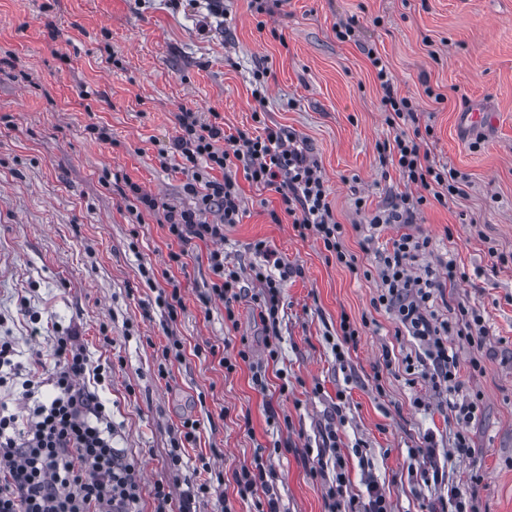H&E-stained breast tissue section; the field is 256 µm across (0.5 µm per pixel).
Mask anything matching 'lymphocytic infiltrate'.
I'll list each match as a JSON object with an SVG mask.
<instances>
[{
    "label": "lymphocytic infiltrate",
    "mask_w": 512,
    "mask_h": 512,
    "mask_svg": "<svg viewBox=\"0 0 512 512\" xmlns=\"http://www.w3.org/2000/svg\"><path fill=\"white\" fill-rule=\"evenodd\" d=\"M368 58L384 90L381 110L385 122L395 128L393 139L378 143L381 162L392 164L407 183L421 189L418 197L402 195L372 216V228L384 224H411L427 199L447 204L463 194L466 176L457 169L437 164L429 147L432 128H414L412 134L399 132L401 122L414 119L411 98L398 96L389 70L380 56ZM179 133L169 145L159 148V157L178 155L187 177L185 188L195 205L180 211L162 209L157 198L128 183L130 209L136 215L164 211L170 234L180 243L191 240L217 242L224 239V227L239 223L241 197L235 165H242L252 183L273 188L280 196L281 209L292 217L300 235L320 240L337 264L356 270V259L343 247L345 230L327 200L324 179L304 141L283 128H265L258 136L246 132L225 135L219 122L202 121L195 113L181 112ZM215 211L218 222H207L205 213ZM428 246L427 239L411 234L394 240L391 251L379 259L376 270H364V277L378 276L381 288L372 305L394 315L396 334H407L418 343L416 355L406 357L407 371H420L437 396L452 395L451 413L464 424L481 411L479 396H460L459 362L448 344L451 335L469 341L482 340L485 318L473 308H460L457 321L438 319L433 304L441 283L432 273L414 275L409 263ZM256 252L265 262L253 269L262 285L258 299L259 316L265 327L268 361L279 356V312L281 285L287 268L256 242ZM214 275L211 296L224 303L226 320H234L233 304L243 292L239 273L230 268L224 253L215 247L208 255ZM55 360L50 383L53 392L38 399L39 381L22 384L25 406L12 413L0 405V512H138L141 499L139 465L112 443V421L99 396L84 383L85 377L101 381L104 370L91 365L75 336L56 337ZM344 457L336 459V475L326 496L330 512H390L385 492L371 486L365 503L347 496Z\"/></svg>",
    "instance_id": "obj_1"
}]
</instances>
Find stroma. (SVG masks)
<instances>
[{
  "instance_id": "obj_1",
  "label": "stroma",
  "mask_w": 512,
  "mask_h": 512,
  "mask_svg": "<svg viewBox=\"0 0 512 512\" xmlns=\"http://www.w3.org/2000/svg\"><path fill=\"white\" fill-rule=\"evenodd\" d=\"M207 2L0 0V336L13 342L24 370L42 378L53 370L61 330L77 336L92 364H111L98 392L115 446L139 461L140 512H153L156 482L171 484L177 506L186 478L211 472L224 481L197 499L196 512H257L269 495L280 512H329L337 452L347 461L350 496L366 500L375 483L390 512H442L447 487L412 475V451L429 436L477 512H512V264L498 260L512 254V0H260V14L251 0H223L220 15ZM340 23L352 25L349 40L337 38ZM371 50L397 95L417 104L418 123L432 127V158L469 181L448 204L428 200L415 223L377 230L371 213L420 190L379 161L377 145L392 131ZM260 69L259 105L252 91ZM438 94L444 103L435 102ZM184 108L203 119L219 113L228 135L270 127L304 139L359 273L327 259L321 242L299 237L291 218L273 222L279 194L237 175L243 215L225 226L223 248L247 291L234 304L235 321L225 320L223 301L207 297L210 244L179 243L160 211L137 221L112 185L120 173L169 207H194L179 157L158 156ZM473 110L485 121L462 125L463 112ZM92 123L109 128L111 142L91 139ZM405 233L429 240L417 267L442 277L452 261L465 274L444 284L439 317L455 321L466 306L486 319L484 343L451 340L463 393L482 397L466 425L422 379L408 378L402 360L416 344L395 335L391 312L374 309L380 281L362 274ZM260 240L291 271L280 353L262 391L247 363L230 372L219 361L244 345L254 358L266 355L252 278ZM180 250L188 253L182 267L169 259ZM145 267L154 284L142 278ZM173 280L185 309L172 321L157 297ZM344 316L359 336L341 365L329 340ZM171 336L185 359L162 378L161 349ZM188 419L196 436L174 475L168 453ZM328 423L332 451L323 437ZM461 430L472 456L453 453ZM258 453L270 490L245 499L234 473ZM320 459L326 468L318 473Z\"/></svg>"
}]
</instances>
